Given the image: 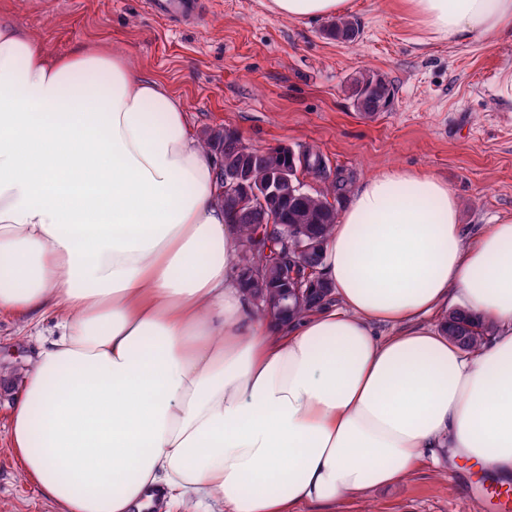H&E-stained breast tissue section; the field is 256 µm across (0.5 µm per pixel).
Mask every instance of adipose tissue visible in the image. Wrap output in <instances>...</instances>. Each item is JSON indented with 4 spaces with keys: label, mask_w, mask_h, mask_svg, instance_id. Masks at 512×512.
Here are the masks:
<instances>
[{
    "label": "adipose tissue",
    "mask_w": 512,
    "mask_h": 512,
    "mask_svg": "<svg viewBox=\"0 0 512 512\" xmlns=\"http://www.w3.org/2000/svg\"><path fill=\"white\" fill-rule=\"evenodd\" d=\"M401 8L436 40L512 35V0ZM217 172L159 80L0 19V315L39 331L9 442L58 512H335L439 449L511 480L512 215L471 236L442 179L378 172L323 242L333 302L281 322L236 277ZM458 304L496 327L477 353L439 322Z\"/></svg>",
    "instance_id": "1"
}]
</instances>
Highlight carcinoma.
<instances>
[{
	"mask_svg": "<svg viewBox=\"0 0 512 512\" xmlns=\"http://www.w3.org/2000/svg\"><path fill=\"white\" fill-rule=\"evenodd\" d=\"M359 33L355 21L340 17L330 26V34L345 42H352ZM394 87L377 74L362 73L350 85V97L363 100L362 112L373 115L384 112L394 98ZM202 144L207 150L219 146L224 152V166L219 168V185H224V168L227 166L245 165L253 169L258 176L267 177L283 168L295 170L293 184H300L299 173L306 171L317 174L321 170L319 156L307 154L300 156L290 148L277 146L264 150H246L241 139L236 135L226 133L224 129H212L205 133ZM345 197L342 185L332 184L320 192L296 190L288 195L285 202L276 200L261 203L258 200L235 202L223 199L224 207L233 223L238 225L242 244H247L253 238L255 225L266 224L271 227L269 235L273 239L280 238L285 231L302 232L322 243L332 231ZM241 264L251 265L262 270L267 279H274L278 269L268 264L259 255H241ZM327 292L316 289L306 301L293 305L288 310V318H298L323 304ZM495 328L486 321H475L463 309L448 313L445 335L448 340L463 350L479 349Z\"/></svg>",
	"mask_w": 512,
	"mask_h": 512,
	"instance_id": "obj_1",
	"label": "carcinoma"
}]
</instances>
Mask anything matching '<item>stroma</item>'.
I'll use <instances>...</instances> for the list:
<instances>
[{"label": "stroma", "instance_id": "obj_1", "mask_svg": "<svg viewBox=\"0 0 512 512\" xmlns=\"http://www.w3.org/2000/svg\"><path fill=\"white\" fill-rule=\"evenodd\" d=\"M265 0H204L196 26L152 13L145 0H0V18L53 56L104 47L136 73L162 81L196 135L237 131L256 149L286 145L319 154L315 192L336 179L357 185L393 168L433 173L471 228L512 214V36L419 44L397 0H351L354 42L328 36L327 20L291 22ZM372 71L396 89L389 111L358 112L348 86ZM35 339L0 318V512H56L22 473L8 440L10 406ZM489 476L439 453L401 484L348 500L344 512H492Z\"/></svg>", "mask_w": 512, "mask_h": 512}]
</instances>
